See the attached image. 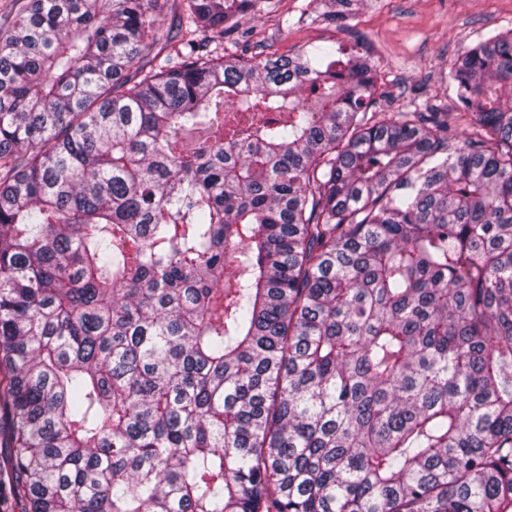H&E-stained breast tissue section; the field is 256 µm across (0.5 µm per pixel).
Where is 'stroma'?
<instances>
[{"mask_svg": "<svg viewBox=\"0 0 512 512\" xmlns=\"http://www.w3.org/2000/svg\"><path fill=\"white\" fill-rule=\"evenodd\" d=\"M319 0H273L269 13L247 16L239 32L224 37L227 54L316 53L323 46L370 52L381 78L406 104L417 86L448 96L445 78L455 59L472 44L512 23V0H378L340 23L321 20Z\"/></svg>", "mask_w": 512, "mask_h": 512, "instance_id": "stroma-1", "label": "stroma"}]
</instances>
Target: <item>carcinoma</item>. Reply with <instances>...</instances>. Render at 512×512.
<instances>
[{"mask_svg": "<svg viewBox=\"0 0 512 512\" xmlns=\"http://www.w3.org/2000/svg\"><path fill=\"white\" fill-rule=\"evenodd\" d=\"M156 2L0 31V512H512V29L391 112ZM179 0H159L157 8V27L159 47L165 48L157 59V62H163L166 53L169 48L166 44L168 43L169 36L173 30L175 24L178 22V16H183L179 4Z\"/></svg>", "mask_w": 512, "mask_h": 512, "instance_id": "obj_1", "label": "carcinoma"}]
</instances>
